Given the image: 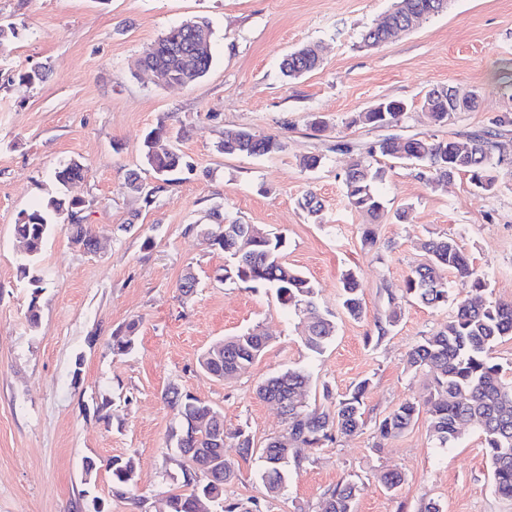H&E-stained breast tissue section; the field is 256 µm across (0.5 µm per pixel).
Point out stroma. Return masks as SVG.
Listing matches in <instances>:
<instances>
[{"label": "stroma", "mask_w": 512, "mask_h": 512, "mask_svg": "<svg viewBox=\"0 0 512 512\" xmlns=\"http://www.w3.org/2000/svg\"><path fill=\"white\" fill-rule=\"evenodd\" d=\"M393 0H0V24L17 35L0 45V512H85L99 498L107 512H166L181 492L170 435L176 418L169 388L219 409L227 428H247L256 444L285 433L278 407L259 398L266 378L290 368L311 375L310 404L323 406V387L335 395L369 380L365 425L356 434L303 449L306 461L290 472L263 512H318L324 494L357 480V512H418L433 500L442 512H512L497 497L477 425L462 428L450 448L436 447L426 418L401 436L379 441L377 425L408 398L426 394L429 378L408 369V353L436 331L471 288L448 281V304L429 308L401 296L422 245L449 237L488 278L483 300L512 302V179L491 193L460 174L435 189L406 161H385L384 208L376 221L348 202L340 175L354 153L388 134L427 133L468 143L471 134L498 133L512 148V129L497 118L512 113L499 87L512 73V0H449L447 9L374 49L360 46ZM207 19L214 31L208 74L186 87L154 84L138 68L141 54L170 27ZM305 43L319 45L320 69L286 80L282 57ZM43 71L44 80L20 84ZM479 93L475 109L432 124L422 110L427 90L445 85ZM407 107L394 129L352 124L381 100ZM324 122L310 127L313 116ZM165 124L160 145L182 153L181 170L151 203L125 187L128 170L142 167L145 134ZM248 129L271 135L283 151L264 157L226 155L224 136ZM326 157L309 171L301 160ZM76 159L88 169L62 186L57 168ZM314 192L323 203L310 218L299 202ZM80 200L99 249L74 247L57 228L41 253L40 291L17 276L14 226L49 196ZM405 211L397 220L396 211ZM282 232V256L305 273L316 302L336 322L322 354L304 345V322L288 314L273 292L221 282L222 250L197 232L216 218ZM372 226L374 243L363 239ZM198 279L181 296L186 271ZM354 271L364 314L341 306L342 279ZM400 297L399 319L385 337L389 294ZM40 324L30 329L29 304ZM136 322V348L114 354V330ZM261 327L271 341L247 372L219 380L198 358L214 341ZM112 400V420L94 413ZM237 478L229 497H259L261 464L229 446ZM93 459L94 482L82 463ZM134 459L141 506L112 495L110 461ZM397 470L394 490L379 480Z\"/></svg>", "instance_id": "1"}]
</instances>
